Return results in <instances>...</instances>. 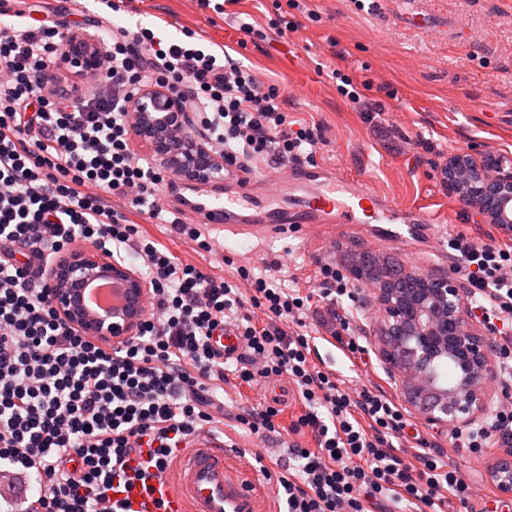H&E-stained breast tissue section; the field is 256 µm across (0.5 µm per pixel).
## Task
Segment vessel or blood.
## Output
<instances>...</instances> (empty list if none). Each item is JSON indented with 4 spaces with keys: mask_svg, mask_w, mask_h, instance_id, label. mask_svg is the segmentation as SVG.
Masks as SVG:
<instances>
[{
    "mask_svg": "<svg viewBox=\"0 0 512 512\" xmlns=\"http://www.w3.org/2000/svg\"><path fill=\"white\" fill-rule=\"evenodd\" d=\"M328 170L299 168L295 180L302 192L289 196L280 206L268 204L254 180L241 183L239 190L216 194L199 190L188 210L200 223L228 236L269 241L312 232L330 233L334 225H378V244L401 241L417 248L420 231H431L448 223L447 212L415 210L414 222L402 218V210L364 185L334 177L327 185ZM270 492L257 488L240 471L223 440L203 437L192 447L180 450L161 479L150 489L134 487L129 499L134 512H153L157 500L168 503V512H270Z\"/></svg>",
    "mask_w": 512,
    "mask_h": 512,
    "instance_id": "vessel-or-blood-1",
    "label": "vessel or blood"
}]
</instances>
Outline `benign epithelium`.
<instances>
[{"instance_id": "obj_1", "label": "benign epithelium", "mask_w": 512, "mask_h": 512, "mask_svg": "<svg viewBox=\"0 0 512 512\" xmlns=\"http://www.w3.org/2000/svg\"><path fill=\"white\" fill-rule=\"evenodd\" d=\"M101 55L92 35L73 33L58 66L95 75ZM129 109L136 118L133 139L146 145L156 164L196 184L224 179L223 159L210 155L201 143L177 137L187 129V114L164 89L142 87L129 101ZM442 175L450 193L471 203L490 223H500L502 204L512 202L511 172L493 175L485 164L457 153L449 157ZM486 186L494 195L488 207L479 203ZM100 277L122 285L124 305L120 309L93 314L80 303V290ZM47 279L55 310L83 335L115 341L135 333L142 318L140 301L148 286L126 265L95 250H71L54 261ZM436 283L438 287L423 288L410 301L395 297L387 288L377 289L383 310L378 358L401 383L408 404L420 408L430 424L447 427L473 422L492 411L495 397L487 389V380L493 346L469 320L465 298L455 282L440 278ZM447 355L455 360L456 379L442 387L432 364ZM491 474L500 491L511 496L512 461L497 460Z\"/></svg>"}]
</instances>
